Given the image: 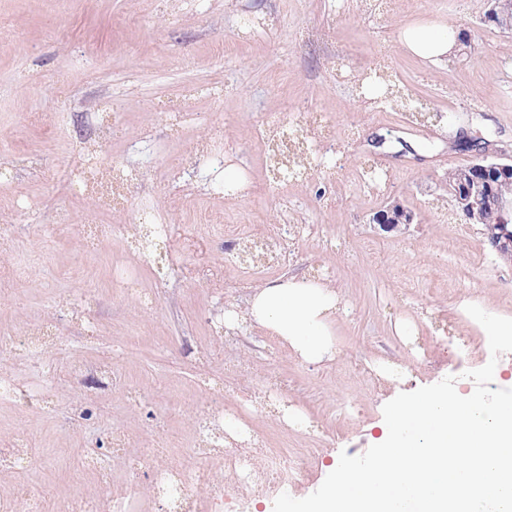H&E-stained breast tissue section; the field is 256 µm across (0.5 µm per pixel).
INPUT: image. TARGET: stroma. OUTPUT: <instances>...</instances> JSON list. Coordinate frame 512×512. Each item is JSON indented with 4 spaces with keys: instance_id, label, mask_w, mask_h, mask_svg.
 <instances>
[{
    "instance_id": "obj_1",
    "label": "stroma",
    "mask_w": 512,
    "mask_h": 512,
    "mask_svg": "<svg viewBox=\"0 0 512 512\" xmlns=\"http://www.w3.org/2000/svg\"><path fill=\"white\" fill-rule=\"evenodd\" d=\"M489 0H397L388 13L356 0H0V225L27 286L0 297V328L15 307L41 319L58 292L95 288L92 330L72 339L87 370L112 357L119 378L95 396L84 440L72 438L74 412L54 402L23 429L34 441L28 484L70 490L82 455L96 452L108 425L138 431L141 447L115 453L112 479L135 487L139 461L166 437L193 438L207 408L236 417L251 448L283 442L307 454L311 471L289 481L303 498L324 481L341 451L374 445L383 407L402 392L455 377L490 359L483 327L465 311L475 304L512 318V263L482 228L468 224L448 198L451 170L471 161L458 134L512 155V32L485 24ZM440 20L470 43L467 55L431 63L406 52L400 30ZM230 46L216 52L219 43ZM112 114L103 160L148 170L114 211L73 190L71 172L93 136L94 114ZM32 112L56 115L31 125ZM313 112L330 117L328 139H313L306 175L288 179L270 162L268 140ZM218 159L185 175L201 139ZM245 186L226 202L224 169ZM387 180L375 196L357 184L359 169ZM415 213L409 229L384 232L372 221L387 202ZM192 224L200 212L224 225L170 245L112 238L90 250L83 224ZM278 225L288 243L279 276L328 282L339 296L336 357L312 364L244 319L252 286L226 270L220 283L200 278L222 266L225 224ZM311 224L313 235L297 225ZM125 264L151 311L123 297L112 280ZM235 356L247 375L230 374ZM223 377L222 397L205 390ZM277 380L269 402L255 399L261 380ZM142 391L130 405L127 390ZM302 417L290 427L285 415Z\"/></svg>"
}]
</instances>
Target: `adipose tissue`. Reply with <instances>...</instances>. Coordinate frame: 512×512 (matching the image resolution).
I'll return each instance as SVG.
<instances>
[{
  "mask_svg": "<svg viewBox=\"0 0 512 512\" xmlns=\"http://www.w3.org/2000/svg\"><path fill=\"white\" fill-rule=\"evenodd\" d=\"M400 42L405 50L433 63L448 56L453 46L443 22L407 28ZM337 303L336 292L329 284L280 278L254 290L244 318L279 337L302 360L330 361L336 356L330 324Z\"/></svg>",
  "mask_w": 512,
  "mask_h": 512,
  "instance_id": "obj_1",
  "label": "adipose tissue"
}]
</instances>
